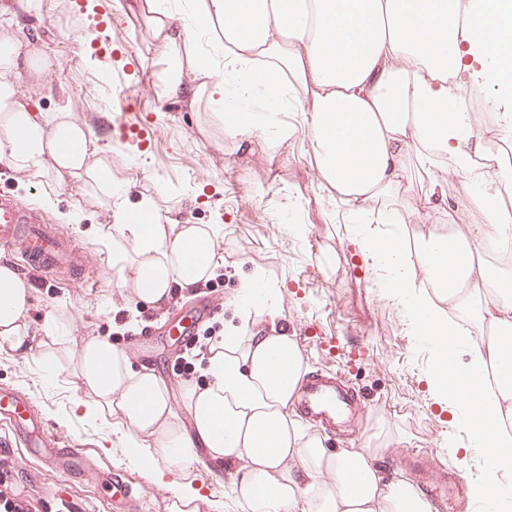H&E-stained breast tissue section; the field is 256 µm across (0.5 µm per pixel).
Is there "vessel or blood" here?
<instances>
[{"label": "vessel or blood", "mask_w": 512, "mask_h": 512, "mask_svg": "<svg viewBox=\"0 0 512 512\" xmlns=\"http://www.w3.org/2000/svg\"><path fill=\"white\" fill-rule=\"evenodd\" d=\"M0 250L19 251L25 268L40 277L70 274L74 269L83 270L88 265L86 255L73 245L65 230L50 224L47 217L8 194H0ZM215 311L216 306L209 298H201L192 314L168 319L165 334L180 344H187L197 325ZM300 390V412L320 421L327 429H335L338 423L363 411L359 396L328 376L311 375ZM34 418L35 413L28 402L0 393V421L9 422L14 435L24 434ZM32 451L50 455L75 471L83 466L82 449L66 445L51 432L45 433L33 445ZM412 468L425 484L450 477L449 472L425 457L416 458Z\"/></svg>", "instance_id": "vessel-or-blood-1"}]
</instances>
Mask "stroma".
<instances>
[{
    "label": "stroma",
    "instance_id": "stroma-1",
    "mask_svg": "<svg viewBox=\"0 0 512 512\" xmlns=\"http://www.w3.org/2000/svg\"><path fill=\"white\" fill-rule=\"evenodd\" d=\"M142 0H41L37 18L27 21L23 37L49 67L40 77L22 71L17 82L24 97L51 112L70 98L73 112L99 137V156L116 178L155 195L161 210L175 209L184 224L220 228L224 263L209 287L180 291L177 302L189 307L210 296L217 312L210 327L226 332L235 324L233 298L253 269L261 268L283 292L282 316L299 342L311 372L332 374L358 393L363 417L336 432H323L326 448L337 451L365 443L377 447L376 462L389 473L409 477L404 458L425 455L447 470H462L467 487L484 471V457L460 421L451 419L428 379L434 351L413 336L401 301L381 287V271L360 247L365 233H404L415 238L455 221L459 230L483 221L469 201L463 177L451 174L443 186L456 209L454 218L425 216L418 202L429 191L423 178L403 184L392 223L389 207L376 202L353 210L331 192L313 162L303 114L288 107L282 119L296 127L288 145L263 141L240 144L227 138L209 109L159 101L153 87L167 62L154 47ZM129 112L141 118L149 140L128 139L115 117ZM46 180L28 179L0 168V192L40 209L51 223L60 212L82 207L83 219L67 225L86 253L85 277L64 274L27 276L30 317L41 321L61 314L69 323L64 344L98 336L127 350L136 365L153 367L165 383L181 422L190 419L183 394L186 384L205 386L207 377L192 353L173 357L158 333L164 309L142 305L124 287L112 260V235L106 198L92 199L83 184L68 179L53 188L54 206L41 196ZM191 367H184V360ZM76 377L64 366L46 380L38 360L21 358L0 346V392L32 402L44 425L68 444L83 448L91 465L120 474L123 492L110 481L66 473L55 464L12 449L23 473L19 493L39 501L40 512H171L174 496L159 482L168 470L160 454L150 464L133 462L116 415L86 416L77 406ZM190 493L184 512H240L233 496L235 476L222 466L197 462L173 473Z\"/></svg>",
    "mask_w": 512,
    "mask_h": 512
}]
</instances>
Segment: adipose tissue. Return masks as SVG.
Here are the masks:
<instances>
[{"label": "adipose tissue", "mask_w": 512, "mask_h": 512, "mask_svg": "<svg viewBox=\"0 0 512 512\" xmlns=\"http://www.w3.org/2000/svg\"><path fill=\"white\" fill-rule=\"evenodd\" d=\"M188 28L169 0H143L152 35L168 60L157 93L207 106L227 137L286 144L294 127L287 101L304 114L314 161L328 187L351 207L390 201L417 159L430 182L424 212L440 209L447 173L463 175L484 223L468 234L440 231L408 248L398 235L370 234L361 246L387 274L413 335L436 354L431 385L476 447L488 449L481 494L488 512H512V492L497 472L512 465V277L491 275L490 252L512 247V212L495 171L479 169L486 137L472 127L451 78L487 65L498 90L512 94V0H193ZM41 0H0V166L30 178L76 176L106 194L117 231L112 258L137 300L164 306L170 287H196L224 259L217 229L161 214L153 197L135 206L130 183L97 159V139L70 101L46 115L20 96L11 75L30 65L18 35L20 14ZM223 53L205 57L200 37ZM452 162L439 167V158ZM239 323L210 344V382L187 386L191 430L175 419L165 385L111 341L89 337L74 357L83 407L121 416L135 448H153L170 470L206 449L233 472L242 512H433L416 485L385 477L375 449L329 451L291 411L309 372L295 336L275 328L282 292L263 269L239 283ZM31 293L10 265H0V345L37 358L48 378L62 368L65 324L29 321ZM474 384L475 399L458 387Z\"/></svg>", "instance_id": "adipose-tissue-1"}]
</instances>
